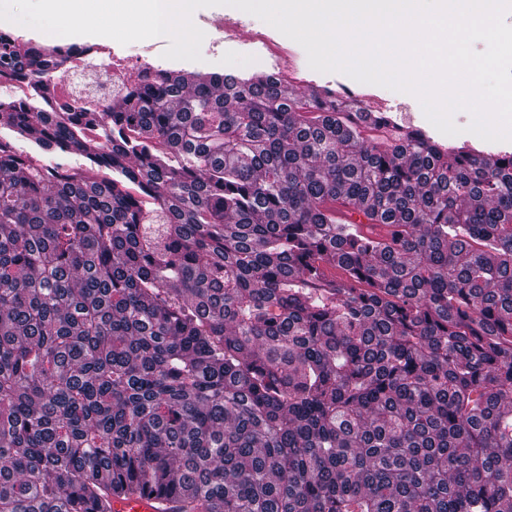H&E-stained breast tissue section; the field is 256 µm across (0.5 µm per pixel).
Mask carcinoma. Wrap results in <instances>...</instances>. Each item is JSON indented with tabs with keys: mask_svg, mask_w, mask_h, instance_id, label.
<instances>
[{
	"mask_svg": "<svg viewBox=\"0 0 512 512\" xmlns=\"http://www.w3.org/2000/svg\"><path fill=\"white\" fill-rule=\"evenodd\" d=\"M74 50L0 36V512H512V153ZM83 55H77L78 61L67 62L65 65L59 67L58 75H52L51 79L54 81H60V93L59 97L62 102L72 103L73 102V82L74 79H80L87 73V67L84 62L81 61ZM162 502L152 496L134 495L112 501L113 512H162Z\"/></svg>",
	"mask_w": 512,
	"mask_h": 512,
	"instance_id": "cac0c4a2",
	"label": "carcinoma"
}]
</instances>
